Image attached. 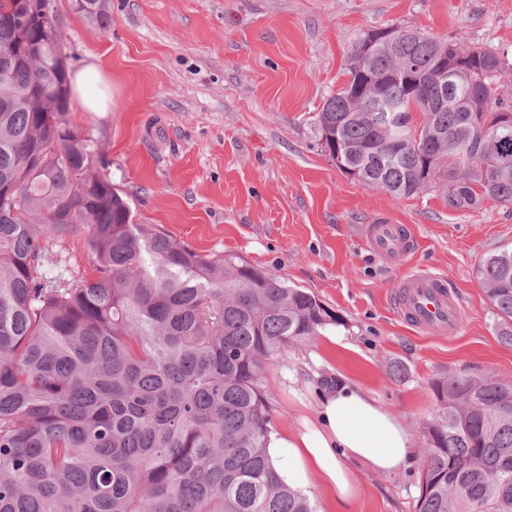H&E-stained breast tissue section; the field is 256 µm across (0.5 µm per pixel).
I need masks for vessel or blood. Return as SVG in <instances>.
<instances>
[{
    "label": "vessel or blood",
    "mask_w": 512,
    "mask_h": 512,
    "mask_svg": "<svg viewBox=\"0 0 512 512\" xmlns=\"http://www.w3.org/2000/svg\"><path fill=\"white\" fill-rule=\"evenodd\" d=\"M370 250L384 257H405L417 240L407 225L381 216L365 231ZM399 316L422 331L454 333L458 324L459 301L447 279L426 271H413L401 280L394 299Z\"/></svg>",
    "instance_id": "b4317fda"
}]
</instances>
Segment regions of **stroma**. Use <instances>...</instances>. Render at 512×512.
I'll list each match as a JSON object with an SVG mask.
<instances>
[{"instance_id":"1","label":"stroma","mask_w":512,"mask_h":512,"mask_svg":"<svg viewBox=\"0 0 512 512\" xmlns=\"http://www.w3.org/2000/svg\"><path fill=\"white\" fill-rule=\"evenodd\" d=\"M54 7L70 70L96 62L111 98L106 111L68 119L127 195L134 223L203 254L238 255L341 316L268 366L274 430L313 417L326 377L359 384L403 419L413 458L391 474L355 466L352 512H416L431 382L462 371L512 379V346L496 336L475 273L485 254L512 247V206L465 212L435 191L395 198L365 187L322 151L316 122L367 30L416 27L512 54V0H111L107 30L71 0ZM381 215L412 227L405 262L367 248L365 228ZM419 268L453 285L456 335L398 317V283Z\"/></svg>"}]
</instances>
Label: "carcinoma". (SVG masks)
Returning a JSON list of instances; mask_svg holds the SVG:
<instances>
[{
  "label": "carcinoma",
  "instance_id": "1",
  "mask_svg": "<svg viewBox=\"0 0 512 512\" xmlns=\"http://www.w3.org/2000/svg\"><path fill=\"white\" fill-rule=\"evenodd\" d=\"M54 0H0V512H317L281 484L266 445L274 355L342 318L238 256L196 252L132 222L71 128ZM101 29L109 0H74ZM346 64L317 119L321 148L394 197L434 189L448 206L512 205V60L402 27ZM448 49L445 81L432 79ZM421 114L413 122V112ZM85 228L94 277L45 270L49 244ZM476 277L512 345V249ZM417 512H512V382L431 383Z\"/></svg>",
  "mask_w": 512,
  "mask_h": 512
}]
</instances>
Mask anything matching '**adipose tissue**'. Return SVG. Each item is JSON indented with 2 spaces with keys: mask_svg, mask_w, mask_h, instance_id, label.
Wrapping results in <instances>:
<instances>
[{
  "mask_svg": "<svg viewBox=\"0 0 512 512\" xmlns=\"http://www.w3.org/2000/svg\"><path fill=\"white\" fill-rule=\"evenodd\" d=\"M412 436L403 421L369 392L343 380L324 386L314 418L295 433H270L269 462L280 480L304 497L324 491L330 512H352L360 483L356 460L378 473L406 467Z\"/></svg>",
  "mask_w": 512,
  "mask_h": 512,
  "instance_id": "ef3b65f1",
  "label": "adipose tissue"
}]
</instances>
